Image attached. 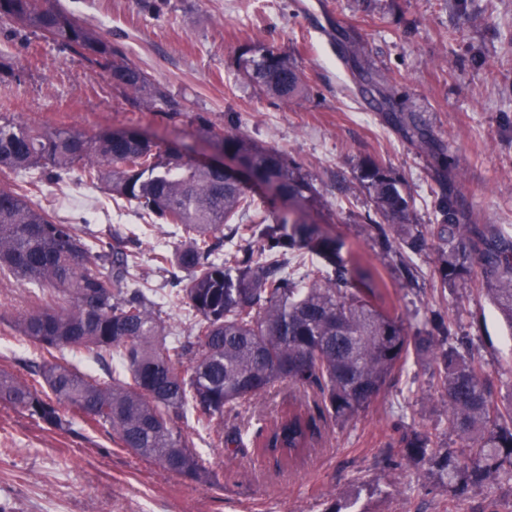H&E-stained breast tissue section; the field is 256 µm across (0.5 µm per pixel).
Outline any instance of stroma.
Returning <instances> with one entry per match:
<instances>
[{
	"mask_svg": "<svg viewBox=\"0 0 512 512\" xmlns=\"http://www.w3.org/2000/svg\"><path fill=\"white\" fill-rule=\"evenodd\" d=\"M127 59L181 101L172 117L115 91L106 75L58 43L0 23V116L38 127H75L87 135L132 128L164 146L185 144L212 155L197 135L196 116L240 128L259 146L281 151L313 178L318 207L303 219L344 241L351 265L371 269L377 303L401 317L408 333L430 310L447 312L474 339L472 355L512 395V329L479 288L464 303L443 291L435 257L416 261L407 279L400 252L380 253L365 228L372 210L359 176L373 162L398 179L412 200L414 223H441L435 158L407 140L354 89L353 66L333 36H358L361 62L393 78L406 115L442 141L458 177L451 185L464 224L512 228V0H59ZM271 47L306 77L303 96L283 103L250 85L237 67L244 46ZM0 186L32 189L33 199L61 224H84L96 236L130 237L137 276L151 288L162 319L178 336L194 318L170 298L174 269L154 251L179 238L166 224L142 230L134 204L84 185L78 172L30 188L27 177L0 174ZM33 286L0 279V369L32 380L44 355L17 333L13 320ZM64 429L0 403V504L10 512H324L327 501L351 500L356 512H469L492 500L512 512V484L488 482L449 490L402 454L413 429L451 450L462 441L448 427V405L432 362H409L357 418L322 427L317 449L299 467L275 470L251 450L214 447L188 429L209 462L210 481L194 483L142 460L67 412Z\"/></svg>",
	"mask_w": 512,
	"mask_h": 512,
	"instance_id": "obj_1",
	"label": "stroma"
}]
</instances>
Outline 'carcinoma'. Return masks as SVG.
<instances>
[{
  "instance_id": "1",
  "label": "carcinoma",
  "mask_w": 512,
  "mask_h": 512,
  "mask_svg": "<svg viewBox=\"0 0 512 512\" xmlns=\"http://www.w3.org/2000/svg\"><path fill=\"white\" fill-rule=\"evenodd\" d=\"M59 43L101 69L113 87L173 115L182 106L161 84L125 60L111 42L68 14L58 0H0V20ZM339 45L356 68L357 92L439 158L448 159L431 131L398 111L390 79L377 78L358 62L357 41L343 33ZM250 84L281 101L305 91L303 73L286 56L247 45L238 59ZM196 130L241 158L252 179L271 184L273 198L256 199L248 186L177 151L162 149L132 129L89 137L69 126L36 130L0 117V173L42 169L62 179L79 167L85 181L101 184L136 204L144 217L174 226L181 244L154 260L186 274L175 297L194 314L193 333L171 336L140 288L136 254L112 231L108 250H97L79 224H58L26 194L0 187V275L38 288L16 329L46 351L35 363L33 383L0 370V402L50 428L62 429L73 409L105 429L121 447L163 470L189 480L208 474L180 425L187 411L197 425L218 429V440L290 465L315 445L318 423L358 417L387 387L410 352L436 366L448 400V426L465 447L450 452L430 434L402 438L407 460L427 466L440 483L512 481V400L470 356L472 338L457 331L448 315L431 312L415 336L401 319L369 299L373 275L351 272L342 241L302 221L300 210L318 203L319 192L284 154L255 145L242 131L224 130L203 116ZM361 180L374 213L393 227L414 255L433 251L443 289L463 297L481 290L512 326V232L499 224H461L452 194L437 202L443 223L425 231L412 223L410 196L400 182L373 162ZM385 225V226H387ZM385 226L371 221L381 247H393ZM245 245L219 253L224 229ZM306 250L322 260L299 272L283 258ZM88 353L114 356L112 375L95 378L66 358ZM288 384L302 393L270 418L247 422L223 435L224 419Z\"/></svg>"
}]
</instances>
